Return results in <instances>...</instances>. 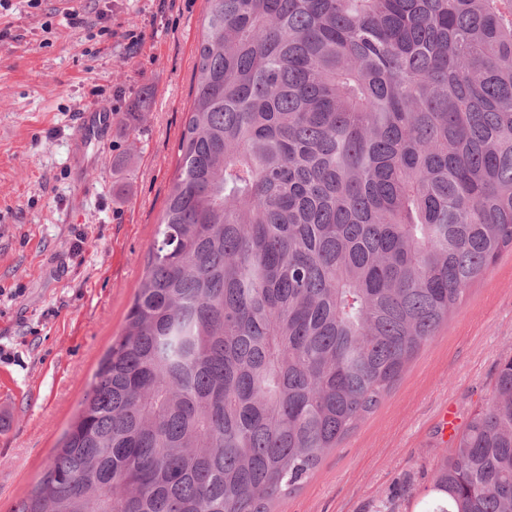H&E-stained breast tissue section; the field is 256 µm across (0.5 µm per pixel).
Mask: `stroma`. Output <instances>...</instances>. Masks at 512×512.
Instances as JSON below:
<instances>
[{
  "instance_id": "obj_1",
  "label": "stroma",
  "mask_w": 512,
  "mask_h": 512,
  "mask_svg": "<svg viewBox=\"0 0 512 512\" xmlns=\"http://www.w3.org/2000/svg\"><path fill=\"white\" fill-rule=\"evenodd\" d=\"M77 10L73 27L59 0H0V512L52 461L125 326L176 176L205 0ZM510 355L507 252L277 512H423L451 445L442 409L465 424Z\"/></svg>"
}]
</instances>
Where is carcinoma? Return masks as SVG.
Wrapping results in <instances>:
<instances>
[{
	"label": "carcinoma",
	"mask_w": 512,
	"mask_h": 512,
	"mask_svg": "<svg viewBox=\"0 0 512 512\" xmlns=\"http://www.w3.org/2000/svg\"><path fill=\"white\" fill-rule=\"evenodd\" d=\"M121 336L11 512H275L512 251V0H206ZM423 512H512V356Z\"/></svg>",
	"instance_id": "obj_1"
}]
</instances>
